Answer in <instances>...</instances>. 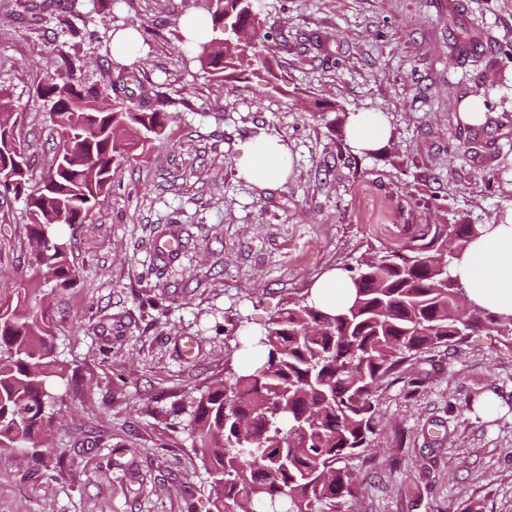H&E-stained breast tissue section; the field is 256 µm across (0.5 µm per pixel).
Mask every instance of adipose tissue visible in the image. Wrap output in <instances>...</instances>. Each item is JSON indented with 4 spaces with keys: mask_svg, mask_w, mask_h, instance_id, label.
<instances>
[{
    "mask_svg": "<svg viewBox=\"0 0 512 512\" xmlns=\"http://www.w3.org/2000/svg\"><path fill=\"white\" fill-rule=\"evenodd\" d=\"M349 136L358 149H377L388 139L387 121L379 114H355L350 120ZM236 165L244 179L271 187L287 179L291 159L280 139L264 136L248 144ZM451 273L476 304L512 314V222L487 225L485 233L452 266Z\"/></svg>",
    "mask_w": 512,
    "mask_h": 512,
    "instance_id": "ef3b65f1",
    "label": "adipose tissue"
}]
</instances>
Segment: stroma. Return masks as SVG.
Masks as SVG:
<instances>
[{
    "instance_id": "1",
    "label": "stroma",
    "mask_w": 512,
    "mask_h": 512,
    "mask_svg": "<svg viewBox=\"0 0 512 512\" xmlns=\"http://www.w3.org/2000/svg\"><path fill=\"white\" fill-rule=\"evenodd\" d=\"M42 2L0 0V96L35 175L57 144L35 92L57 47L74 48L107 101L105 46L137 26L152 48L133 67L180 118L122 167L88 223L63 231L78 277L50 298L66 368L56 426L45 465L0 448V512H207L183 408L223 377L238 315L259 326L414 226L512 220V0H261L282 94L250 71L224 83L177 63L194 0H78L76 38ZM467 34L478 49L449 64ZM480 93L489 121L473 130L458 105ZM359 112L384 113L392 141L356 150L346 125ZM258 136L288 147L281 185L238 175ZM28 224L23 199L0 198V297L44 277ZM165 224L179 240L168 258L154 242ZM477 392L497 412L469 405ZM376 400L382 430L374 453L345 459L359 486L339 512H512V351L482 333L431 348Z\"/></svg>"
}]
</instances>
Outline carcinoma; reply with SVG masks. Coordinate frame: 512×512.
<instances>
[{"label": "carcinoma", "mask_w": 512, "mask_h": 512, "mask_svg": "<svg viewBox=\"0 0 512 512\" xmlns=\"http://www.w3.org/2000/svg\"><path fill=\"white\" fill-rule=\"evenodd\" d=\"M211 37H179V57L212 77L237 78L243 67L270 71L267 26L246 0H201ZM112 106L77 77L78 58L54 54V72L36 91L51 103L59 135L51 170L35 182L15 167L27 148L13 112L0 106V192L24 199L33 263L51 289L76 274L68 242L53 219L82 224L112 189L115 172L147 155L179 115L133 101L135 72L113 58ZM482 224H420L403 243L367 253L347 268L348 304L331 314L310 294L292 298L256 331L239 316L235 360L224 378L192 401L194 444L211 479L210 512L237 500L251 512H336L355 494L357 477L342 462L372 446L380 426L375 392L410 358L484 332L512 348V317L476 306L435 258L460 260ZM43 284V285H45ZM43 285L0 298V448L32 449L55 426L50 379L63 375ZM290 431L282 433L284 426Z\"/></svg>", "instance_id": "carcinoma-1"}]
</instances>
